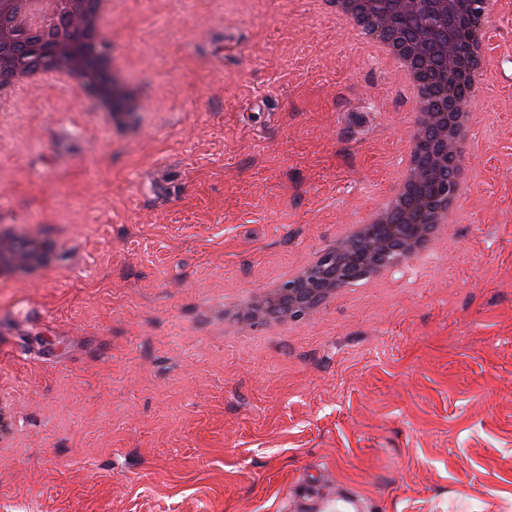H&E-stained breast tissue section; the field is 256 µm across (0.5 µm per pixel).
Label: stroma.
I'll use <instances>...</instances> for the list:
<instances>
[{
  "mask_svg": "<svg viewBox=\"0 0 512 512\" xmlns=\"http://www.w3.org/2000/svg\"><path fill=\"white\" fill-rule=\"evenodd\" d=\"M142 99L0 126V225L54 258L0 287V512H284L349 484L373 512H512V61L476 97L481 173L450 252L292 336H217L392 186L416 111L309 0H117ZM0 233L12 237L17 246L22 249L35 250L41 242L39 232L33 227L21 228L14 225H1Z\"/></svg>",
  "mask_w": 512,
  "mask_h": 512,
  "instance_id": "1",
  "label": "stroma"
}]
</instances>
